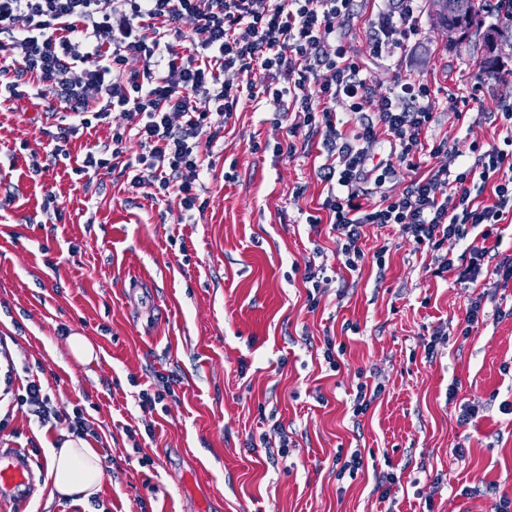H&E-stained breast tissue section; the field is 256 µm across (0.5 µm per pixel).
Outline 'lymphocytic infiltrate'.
Masks as SVG:
<instances>
[{
	"mask_svg": "<svg viewBox=\"0 0 512 512\" xmlns=\"http://www.w3.org/2000/svg\"><path fill=\"white\" fill-rule=\"evenodd\" d=\"M355 0H0V86L18 95L28 86L33 98L64 105L71 121L63 140L107 122L120 112L122 124L106 142L88 152L77 176L93 178L117 167L132 170L130 184L149 198L177 194L186 215L204 212L206 159L201 140L216 142L224 122L242 100L275 101L293 114V130L322 134L326 160L318 168L327 188L322 203L330 221L345 233L336 258L348 270L365 262L384 268L383 251L366 256L359 245L367 224L400 225L415 246L437 252L432 274L454 273L457 282L477 283L494 273L512 283V255L493 271L485 265L503 235L496 227L512 215V128L502 145L470 143L474 163L451 173L440 167L410 181L399 193L370 201L369 185L383 186L395 163H412L420 151L437 157L447 140L426 137L434 121L429 82L398 75L387 93H377L362 62L342 36L354 18ZM370 26L369 53L387 60L416 42L422 0H385ZM190 24L183 32L182 24ZM189 39L195 53L179 50ZM143 71L126 72L130 59ZM262 72L261 83L252 76ZM354 127L338 129L336 104ZM394 139L388 159L365 165L366 147L379 131ZM141 148L126 159L128 137ZM492 186L493 200L476 201L473 188ZM480 232L461 263L444 256L469 229ZM17 407L40 424L65 420L79 438L92 434L86 410H60L41 383L27 375Z\"/></svg>",
	"mask_w": 512,
	"mask_h": 512,
	"instance_id": "obj_1",
	"label": "lymphocytic infiltrate"
}]
</instances>
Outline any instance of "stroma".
I'll return each instance as SVG.
<instances>
[{"label": "stroma", "instance_id": "1", "mask_svg": "<svg viewBox=\"0 0 512 512\" xmlns=\"http://www.w3.org/2000/svg\"><path fill=\"white\" fill-rule=\"evenodd\" d=\"M380 7L359 0L345 40L377 92L406 71L436 89L433 133L450 150L433 166L459 168L471 142L501 143L512 55L485 76L481 36L449 46L425 0L421 41L389 66L368 48L365 23ZM483 79L473 110L445 109V92ZM45 110L28 96L0 98V414L14 446L33 441L45 455L64 440L67 422L40 427L5 392L42 369L60 409L85 407L104 477L91 501L43 485L31 512H494L512 498V286L432 277L431 254L399 225L368 224L360 246L387 247L385 271L333 264L309 306L308 261L344 238L329 222H305L327 195L320 135L299 130L297 155L276 154L288 118L273 101L241 102L212 145L208 206L191 221L177 196L144 197L120 171L89 186L77 179L74 167L106 139L102 125L70 139L67 160L34 172L33 154L49 151L62 125ZM477 297L486 318L462 336ZM437 330L448 341L430 359ZM75 333L94 343L92 362L71 355ZM166 382L163 407L141 405L140 392ZM361 382L382 393L357 417ZM464 405L478 410L467 424ZM276 424L288 434L284 455ZM356 451L362 469L340 474L337 458ZM379 472L395 477L385 499ZM483 482L495 494L463 495Z\"/></svg>", "mask_w": 512, "mask_h": 512}]
</instances>
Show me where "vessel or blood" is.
Listing matches in <instances>:
<instances>
[{"instance_id": "b4317fda", "label": "vessel or blood", "mask_w": 512, "mask_h": 512, "mask_svg": "<svg viewBox=\"0 0 512 512\" xmlns=\"http://www.w3.org/2000/svg\"><path fill=\"white\" fill-rule=\"evenodd\" d=\"M45 477L29 448H0V502L27 506Z\"/></svg>"}]
</instances>
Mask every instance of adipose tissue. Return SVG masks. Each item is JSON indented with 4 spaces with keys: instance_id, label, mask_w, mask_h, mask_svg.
<instances>
[{
    "instance_id": "1",
    "label": "adipose tissue",
    "mask_w": 512,
    "mask_h": 512,
    "mask_svg": "<svg viewBox=\"0 0 512 512\" xmlns=\"http://www.w3.org/2000/svg\"><path fill=\"white\" fill-rule=\"evenodd\" d=\"M47 470L53 480L54 494L61 497L89 499L98 492L103 478L97 453L84 439L73 436L51 449Z\"/></svg>"
}]
</instances>
